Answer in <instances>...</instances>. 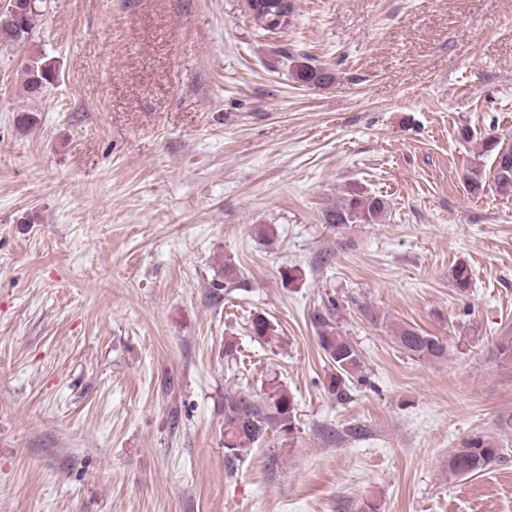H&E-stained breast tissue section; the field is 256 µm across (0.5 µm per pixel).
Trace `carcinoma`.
<instances>
[{
	"label": "carcinoma",
	"instance_id": "obj_1",
	"mask_svg": "<svg viewBox=\"0 0 512 512\" xmlns=\"http://www.w3.org/2000/svg\"><path fill=\"white\" fill-rule=\"evenodd\" d=\"M43 0L36 7L28 0H16L15 9L0 12V44L21 45L28 41L40 16ZM295 77L302 83L328 86L334 80L332 72L318 65L296 64ZM25 88L39 93L55 80V68L43 56H34L25 66ZM483 149L494 155L493 170L488 181L474 171L466 176L468 189L480 192L490 189L502 197H512V141L489 136L483 140ZM385 209L379 197L352 195L335 211L327 214L330 224H370ZM455 288L465 293L472 285L471 268L459 262L449 271ZM319 346L330 365L326 389L343 400L349 383L361 372L360 356L354 345L341 334L331 317L315 315ZM394 340L405 353L421 360H440L448 357V342L412 326H401ZM496 357L502 363H512V336H501L495 342ZM296 403L288 389L273 380L263 395L235 392L224 397V450L228 456L239 458L250 452L272 431L292 436L296 427ZM505 449L488 435H475L463 441L462 446L448 454V472L455 476H474L495 466L504 458Z\"/></svg>",
	"mask_w": 512,
	"mask_h": 512
}]
</instances>
